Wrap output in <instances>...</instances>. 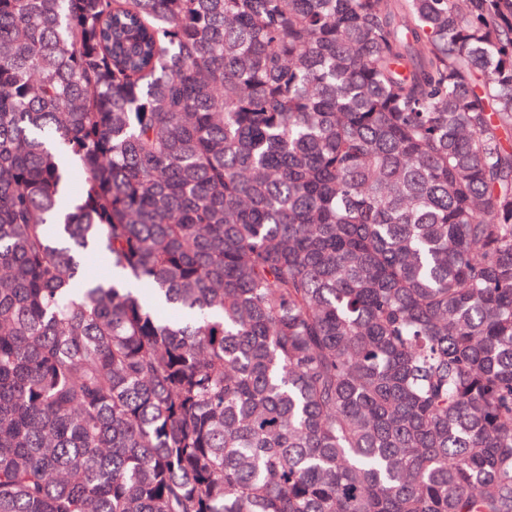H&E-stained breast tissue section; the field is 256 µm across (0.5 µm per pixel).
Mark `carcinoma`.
<instances>
[{
  "label": "carcinoma",
  "mask_w": 512,
  "mask_h": 512,
  "mask_svg": "<svg viewBox=\"0 0 512 512\" xmlns=\"http://www.w3.org/2000/svg\"><path fill=\"white\" fill-rule=\"evenodd\" d=\"M511 133L512 0H0V512H512Z\"/></svg>",
  "instance_id": "obj_1"
}]
</instances>
